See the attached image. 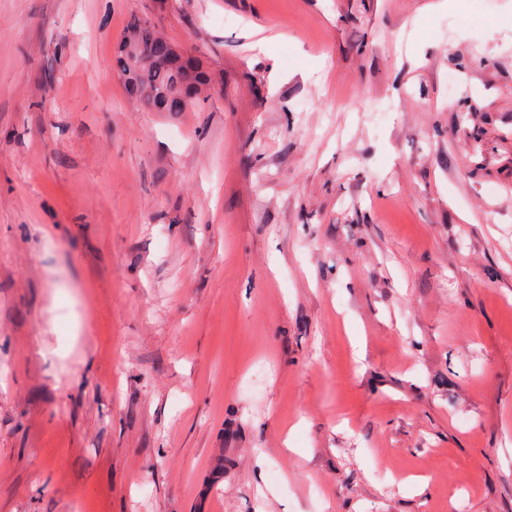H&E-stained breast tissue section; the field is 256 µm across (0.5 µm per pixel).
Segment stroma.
Segmentation results:
<instances>
[{"label": "stroma", "mask_w": 512, "mask_h": 512, "mask_svg": "<svg viewBox=\"0 0 512 512\" xmlns=\"http://www.w3.org/2000/svg\"><path fill=\"white\" fill-rule=\"evenodd\" d=\"M0 512H512V0H0ZM133 31L140 34L147 55L134 81L124 82L127 94L158 112H185L193 107L210 83L207 74L186 58L165 69H156L153 61L169 54L170 43L157 36L152 27L140 18L131 19L125 38Z\"/></svg>", "instance_id": "1"}]
</instances>
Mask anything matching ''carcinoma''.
Here are the masks:
<instances>
[{
	"mask_svg": "<svg viewBox=\"0 0 512 512\" xmlns=\"http://www.w3.org/2000/svg\"><path fill=\"white\" fill-rule=\"evenodd\" d=\"M140 34L147 55L131 83H124L127 94L144 102L158 112H185L193 107L209 85L207 74L189 59L176 61L165 69H157L153 61L169 54L171 45L157 36L150 25L132 18L127 32Z\"/></svg>",
	"mask_w": 512,
	"mask_h": 512,
	"instance_id": "carcinoma-1",
	"label": "carcinoma"
}]
</instances>
